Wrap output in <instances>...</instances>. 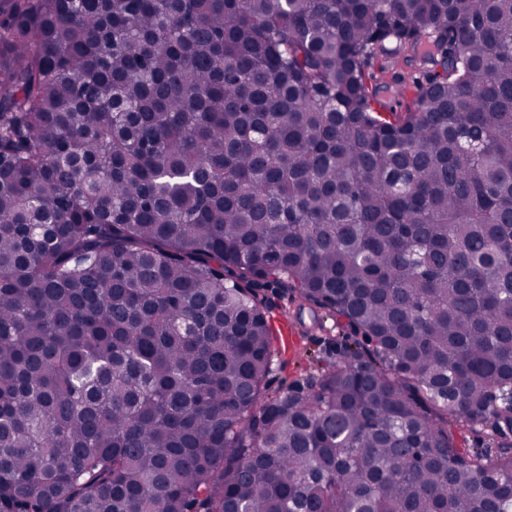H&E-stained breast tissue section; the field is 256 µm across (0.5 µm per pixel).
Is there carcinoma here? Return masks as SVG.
I'll return each instance as SVG.
<instances>
[{"mask_svg":"<svg viewBox=\"0 0 512 512\" xmlns=\"http://www.w3.org/2000/svg\"><path fill=\"white\" fill-rule=\"evenodd\" d=\"M509 393L512 0H0V512H512ZM270 307L272 326L285 320L295 323L300 332L301 345L297 354H285L277 342L274 348L280 351L275 354L272 372L267 378V388L270 392L296 384L307 389L316 381L321 371L336 362L339 351L344 343L347 330L341 325L343 319L336 315H324L320 321H314L308 310L304 308L301 299L294 295H282L279 288L270 286L264 289ZM281 336L288 341V346L295 351L297 344L293 342L294 330L287 322L282 323ZM456 445L461 451H469L472 448H486L488 438L482 432L472 430L468 427H457L454 429Z\"/></svg>","mask_w":512,"mask_h":512,"instance_id":"carcinoma-1","label":"carcinoma"}]
</instances>
